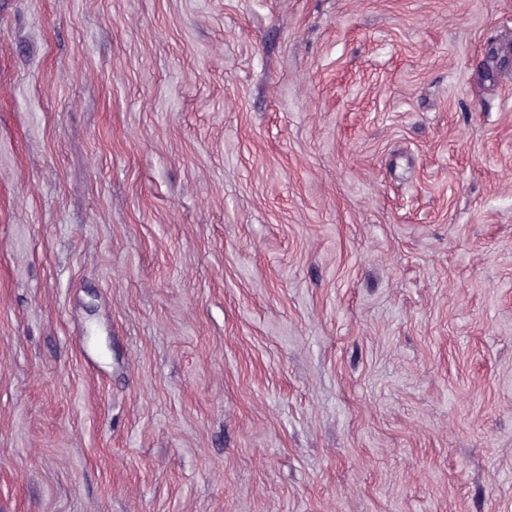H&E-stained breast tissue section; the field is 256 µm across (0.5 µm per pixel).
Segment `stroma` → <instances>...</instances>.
<instances>
[{
  "instance_id": "35a3bbf8",
  "label": "stroma",
  "mask_w": 512,
  "mask_h": 512,
  "mask_svg": "<svg viewBox=\"0 0 512 512\" xmlns=\"http://www.w3.org/2000/svg\"><path fill=\"white\" fill-rule=\"evenodd\" d=\"M0 512H512V0H0Z\"/></svg>"
}]
</instances>
